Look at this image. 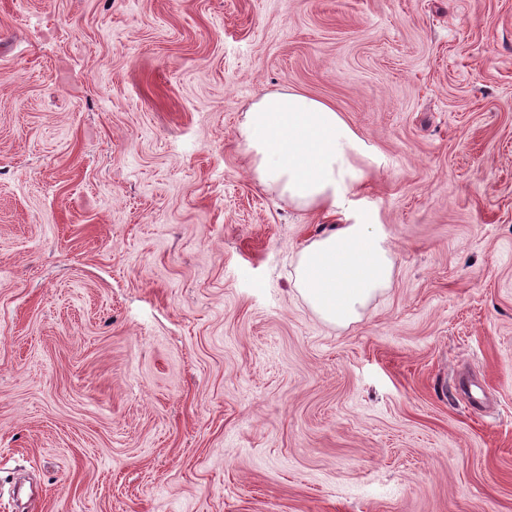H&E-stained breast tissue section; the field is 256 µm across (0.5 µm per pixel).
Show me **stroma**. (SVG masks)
<instances>
[{"instance_id": "35a3bbf8", "label": "stroma", "mask_w": 512, "mask_h": 512, "mask_svg": "<svg viewBox=\"0 0 512 512\" xmlns=\"http://www.w3.org/2000/svg\"><path fill=\"white\" fill-rule=\"evenodd\" d=\"M334 104L390 288L254 180ZM0 512H512V0H0ZM236 135L259 185L337 224L297 251L294 288L326 324L359 321L393 279L388 236L372 211L357 207L365 167H379V158L336 108L291 89L255 101Z\"/></svg>"}]
</instances>
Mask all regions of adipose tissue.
<instances>
[{
    "mask_svg": "<svg viewBox=\"0 0 512 512\" xmlns=\"http://www.w3.org/2000/svg\"><path fill=\"white\" fill-rule=\"evenodd\" d=\"M236 140L259 185L333 222L298 250L295 289L326 324L359 321L393 279L388 236L375 214L358 206L366 169L378 157L336 108L291 89L255 101Z\"/></svg>",
    "mask_w": 512,
    "mask_h": 512,
    "instance_id": "ef3b65f1",
    "label": "adipose tissue"
}]
</instances>
